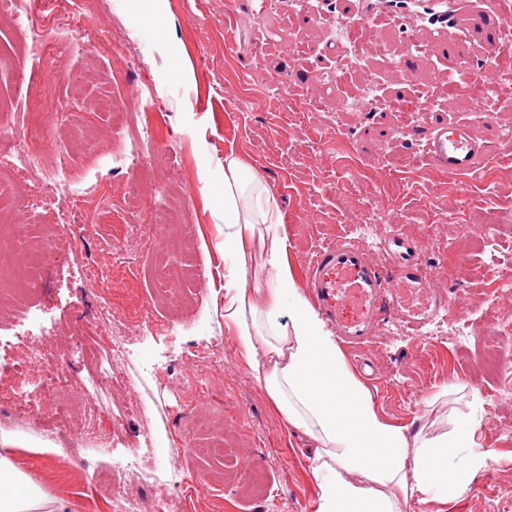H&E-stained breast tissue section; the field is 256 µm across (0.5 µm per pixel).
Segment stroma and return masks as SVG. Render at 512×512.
<instances>
[{"mask_svg": "<svg viewBox=\"0 0 512 512\" xmlns=\"http://www.w3.org/2000/svg\"><path fill=\"white\" fill-rule=\"evenodd\" d=\"M15 2L17 17L0 22V185L12 203L0 221L26 225L30 242L57 235L56 205L10 175L32 151L51 165L68 150L73 178L61 196L80 210L68 245L37 270L24 298L0 299V397L39 370L28 339L36 326L56 334L47 351L63 368H81L80 332L109 302L113 336L126 338L132 357L113 360V336L95 346L129 395L108 394L98 374H84L78 399L42 400L44 426L87 421L91 440L118 453L148 438L178 449L185 479L170 493L181 512H316L315 443L273 409L224 321V276L237 263L224 241L232 150L271 188L300 291L325 246L355 243L387 277V235L418 241L433 291L453 305L419 333L386 313L362 352L375 377H357L392 425L431 437L479 425L484 456L466 490L411 499L406 512H512V371L487 364L505 342L498 329L512 324V111L485 109L478 84L464 93L448 85L434 111H410L447 73V59L422 50L405 76L404 43L387 27L381 48L349 55L330 0H268L260 14L249 0H70L101 49L35 57L25 45L37 30L54 38L59 7ZM315 12L318 23H309ZM371 88L387 111L355 108ZM438 117L468 125L485 145L476 173L451 178L430 166L422 145ZM131 139L143 166L127 171L112 155ZM132 183L146 203L128 213ZM177 203L193 231L187 251L155 230ZM147 308L144 337L135 321ZM1 448L62 512H112L111 489L90 479L107 459L65 466L55 451L34 455L0 433Z\"/></svg>", "mask_w": 512, "mask_h": 512, "instance_id": "1", "label": "stroma"}]
</instances>
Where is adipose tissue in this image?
I'll use <instances>...</instances> for the list:
<instances>
[{
  "label": "adipose tissue",
  "instance_id": "ef3b65f1",
  "mask_svg": "<svg viewBox=\"0 0 512 512\" xmlns=\"http://www.w3.org/2000/svg\"><path fill=\"white\" fill-rule=\"evenodd\" d=\"M281 222L263 176L240 155L226 153L224 237L239 264L225 278L224 320L234 326L252 375L275 408L315 441L314 472L344 471V478L321 484L320 512H405L418 494L441 501L459 495L481 466L474 426L429 437L383 420L300 293ZM283 302L286 329L263 319ZM50 505L1 454L0 512H46Z\"/></svg>",
  "mask_w": 512,
  "mask_h": 512
}]
</instances>
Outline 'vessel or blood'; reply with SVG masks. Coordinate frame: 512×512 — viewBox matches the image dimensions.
<instances>
[{
	"mask_svg": "<svg viewBox=\"0 0 512 512\" xmlns=\"http://www.w3.org/2000/svg\"><path fill=\"white\" fill-rule=\"evenodd\" d=\"M349 23L362 43L378 28L393 27L404 40L408 59L421 45L420 32H429L448 58V73L453 76L460 72L462 35H480L492 54L505 46L512 0H356ZM423 153L434 168L457 176L474 173L486 149L466 127L438 122L424 142ZM386 252L393 267L388 278L363 248L352 243L322 248L307 269L311 298L348 354L359 353L372 340L386 312L417 330L450 305L446 297L430 292L416 241L389 234Z\"/></svg>",
	"mask_w": 512,
	"mask_h": 512,
	"instance_id": "vessel-or-blood-1",
	"label": "vessel or blood"
}]
</instances>
